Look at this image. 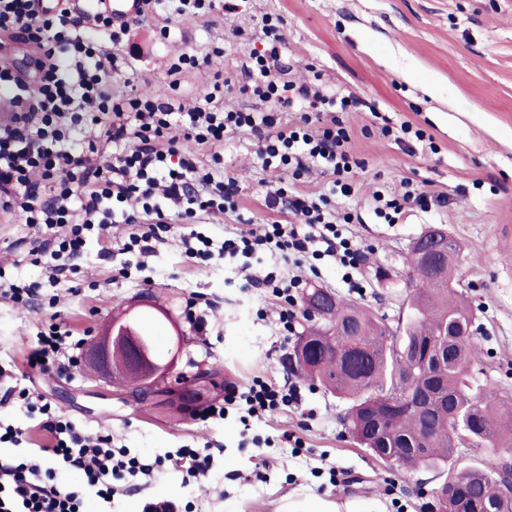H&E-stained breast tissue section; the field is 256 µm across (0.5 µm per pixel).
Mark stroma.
I'll return each instance as SVG.
<instances>
[{
    "label": "stroma",
    "mask_w": 512,
    "mask_h": 512,
    "mask_svg": "<svg viewBox=\"0 0 512 512\" xmlns=\"http://www.w3.org/2000/svg\"><path fill=\"white\" fill-rule=\"evenodd\" d=\"M268 16L282 19L273 37L263 31ZM165 25L171 28L166 38L160 34ZM271 49L284 80L337 88L361 101L340 118L364 165L352 172L354 195L338 198L336 206L358 216L342 231L367 252L363 288L350 290L328 258L317 275L306 277L307 287L327 289L397 324L406 314L409 246L428 227H443L461 247L459 290L484 352L474 373L512 400V0H215L202 20L161 7L153 19L131 24L117 50L123 73L113 78L112 92L124 95L122 76L132 72L139 90L188 106L219 80L226 108L261 110L264 102L241 87L252 54ZM184 53L201 64L184 70L172 95L168 70ZM406 124L432 135V143L411 136L398 142L381 133L383 126L397 131ZM257 145L249 133L224 140V173L239 185L236 212L201 214L192 224L169 214L165 244L146 272L128 279L119 277L118 260L103 252L131 225H114L109 238L89 241L76 272L52 284L29 253L45 229L0 223V271L16 282L39 283L44 296L57 298L54 306L28 310L0 302V394L29 388L79 428L111 433L114 446L147 462L180 448L214 458L201 484L185 483L184 471L167 464L133 485L116 482L111 503L88 497L84 512H143L151 500L174 501L179 512H431L442 475L387 467L351 440L344 403L289 369L294 342L281 335L265 289L245 287L223 258L194 263L184 254L181 237L193 228L219 241L276 219L292 222L291 214L266 209L268 186L327 187L329 176L316 168L298 181L284 170H263ZM407 182L446 193L447 206L386 223L374 212V194L402 192ZM196 294L214 304L204 312L202 332L184 317ZM141 296L171 317L155 326L159 353H167L174 334L183 337L176 372L191 376L220 367L226 389L258 377L295 383L302 403L267 412L246 431L234 406L221 420L176 416L136 404L130 385L101 379L85 363L66 375L29 367L39 332L51 324L89 342ZM41 419L20 401L0 405V425L24 432L20 445L0 454L21 456L48 444Z\"/></svg>",
    "instance_id": "obj_1"
}]
</instances>
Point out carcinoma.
Here are the masks:
<instances>
[{
  "mask_svg": "<svg viewBox=\"0 0 512 512\" xmlns=\"http://www.w3.org/2000/svg\"><path fill=\"white\" fill-rule=\"evenodd\" d=\"M457 254L454 247L442 257L448 272L431 274L412 246L407 264L419 284L396 327L338 298L291 355L303 374L346 403L349 431L371 455L407 470L448 473L437 491L445 512H512L493 462L450 484L448 461L460 446L512 447V403L476 381L480 348L470 335L455 336L472 322L453 288Z\"/></svg>",
  "mask_w": 512,
  "mask_h": 512,
  "instance_id": "1",
  "label": "carcinoma"
}]
</instances>
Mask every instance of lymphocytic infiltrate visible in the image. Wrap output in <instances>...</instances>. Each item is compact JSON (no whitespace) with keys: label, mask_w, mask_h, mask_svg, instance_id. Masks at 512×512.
Wrapping results in <instances>:
<instances>
[{"label":"lymphocytic infiltrate","mask_w":512,"mask_h":512,"mask_svg":"<svg viewBox=\"0 0 512 512\" xmlns=\"http://www.w3.org/2000/svg\"><path fill=\"white\" fill-rule=\"evenodd\" d=\"M90 20L107 31L116 46L128 32L127 26H113L106 14L90 18L73 11L66 0L51 10L38 9L37 0H0V86L8 100V116L0 121V218L18 217L48 229L32 252L42 259L50 282L71 269L89 238H105L112 225L136 227L117 246L125 257L118 274L126 278L131 271H144L146 257L155 253L162 232L169 229V209H178L186 219L200 212L234 210L237 181L225 176L221 150L226 135L250 132L260 140L257 156L263 168L285 167L297 178L316 165L330 176L331 187L310 193L284 185L271 189L264 198L266 208L291 213L295 223L275 221L263 234L241 233L221 241L193 231L182 237L187 258L248 259L259 250L298 264L331 257L342 268L348 287L361 289L363 255L340 230L352 223L353 215L332 203L333 196L347 198L354 192L350 175L359 161L339 115L357 106L355 97L283 82L280 70L259 54L249 72L252 95L288 107L303 102L321 106L330 114L328 123L317 128L305 122L291 125L281 111L272 109L225 110L217 86L203 104L185 112L184 135L177 138L170 134L171 102L137 90L113 97L112 74L97 41L85 32ZM18 42L31 48L32 71L9 64ZM78 128L88 132L79 150L70 143L71 131ZM182 138L194 141L196 150H182ZM447 201L445 193L410 188L381 200L375 212L395 224L410 210L429 212ZM250 282L270 289L280 301L279 321L286 334H293L295 295L303 279L276 269L260 271ZM80 348V341L54 324L41 333L28 363L61 373L67 364L76 363ZM240 400L245 412L239 422L247 429L266 411L300 403L301 389L257 379L240 395L209 406L204 416L224 418L229 406ZM40 413L53 445L37 449L27 461L0 457V512H83L84 494L107 503L114 480L151 472V465L125 450H114L111 435L86 433L47 403ZM64 469L83 473L85 493L64 484Z\"/></svg>","instance_id":"obj_1"}]
</instances>
